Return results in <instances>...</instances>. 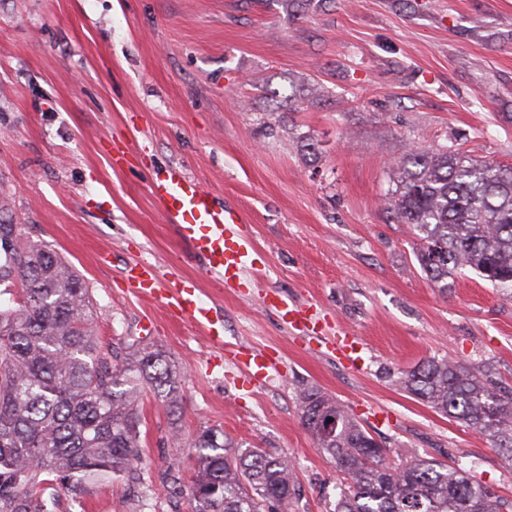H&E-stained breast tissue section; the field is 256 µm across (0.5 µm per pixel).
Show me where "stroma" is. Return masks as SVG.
Instances as JSON below:
<instances>
[{
	"label": "stroma",
	"mask_w": 512,
	"mask_h": 512,
	"mask_svg": "<svg viewBox=\"0 0 512 512\" xmlns=\"http://www.w3.org/2000/svg\"><path fill=\"white\" fill-rule=\"evenodd\" d=\"M412 145L512 165V0H0V222L82 276L103 348L163 352L182 395L174 414L144 396L138 482L61 492V512H192L162 474L190 484L206 428L288 459L292 512H334L343 475L302 423L306 386L392 464L435 459L512 499L488 437L395 384L451 357L512 390V297L470 269L438 287L387 209ZM168 166L242 214L254 285H215L167 223L149 180ZM143 257L276 358L267 384L129 288ZM276 292L321 331L264 306Z\"/></svg>",
	"instance_id": "obj_1"
}]
</instances>
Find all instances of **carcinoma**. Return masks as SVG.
Returning <instances> with one entry per match:
<instances>
[{
	"label": "carcinoma",
	"instance_id": "1",
	"mask_svg": "<svg viewBox=\"0 0 512 512\" xmlns=\"http://www.w3.org/2000/svg\"><path fill=\"white\" fill-rule=\"evenodd\" d=\"M388 210L420 239L418 259L442 287L464 268L512 292V167L444 147H410ZM0 222V285H19L0 305V512H58L59 490L79 498L114 477L137 478L140 401L145 390L171 411L181 396L158 352L100 350L90 288L41 241L13 244ZM399 385L433 408L488 435L512 462V392L474 366L430 358ZM308 431L347 476L336 512H512L462 469L414 459L394 467L334 398L298 391ZM324 415L336 433H320ZM196 475L186 494L194 512H289L292 466L260 448L240 450L224 432L194 442Z\"/></svg>",
	"mask_w": 512,
	"mask_h": 512
}]
</instances>
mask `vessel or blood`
Segmentation results:
<instances>
[{
    "label": "vessel or blood",
    "mask_w": 512,
    "mask_h": 512,
    "mask_svg": "<svg viewBox=\"0 0 512 512\" xmlns=\"http://www.w3.org/2000/svg\"><path fill=\"white\" fill-rule=\"evenodd\" d=\"M149 190L180 239L202 259L211 280L224 286H240L252 278L253 248L238 232L242 221L239 211L217 203L212 193L177 166L152 174ZM125 279L139 294L160 296L165 315L193 324L212 345L224 347V326L216 310L202 302L194 284L180 283L167 293H160L158 267L147 259L129 266ZM270 304L287 323L300 325L308 320L306 310L285 296H275ZM246 366L253 382L262 385L273 363L263 352L256 351L250 353Z\"/></svg>",
    "instance_id": "1"
}]
</instances>
